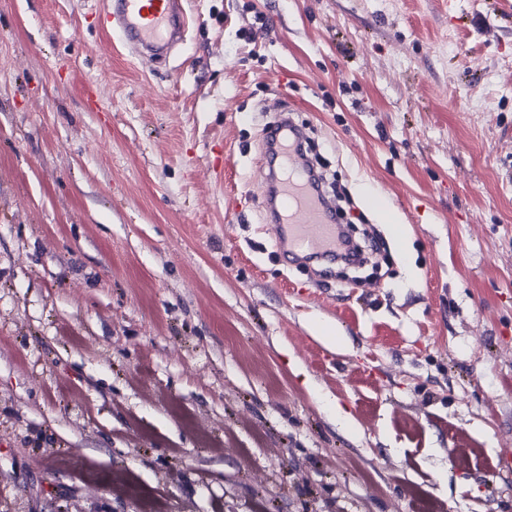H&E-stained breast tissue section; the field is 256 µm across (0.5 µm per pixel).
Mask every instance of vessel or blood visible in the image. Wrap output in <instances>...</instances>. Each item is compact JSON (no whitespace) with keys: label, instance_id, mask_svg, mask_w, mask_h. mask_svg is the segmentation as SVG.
I'll return each instance as SVG.
<instances>
[{"label":"vessel or blood","instance_id":"vessel-or-blood-1","mask_svg":"<svg viewBox=\"0 0 512 512\" xmlns=\"http://www.w3.org/2000/svg\"><path fill=\"white\" fill-rule=\"evenodd\" d=\"M112 17L119 22L118 36L155 55L165 54L187 25L183 0H116ZM291 132V127L281 124L270 139L279 171L267 181L266 198L277 249L298 261L335 252L336 226L327 205L309 189Z\"/></svg>","mask_w":512,"mask_h":512}]
</instances>
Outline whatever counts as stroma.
Returning <instances> with one entry per match:
<instances>
[{"label": "stroma", "instance_id": "1", "mask_svg": "<svg viewBox=\"0 0 512 512\" xmlns=\"http://www.w3.org/2000/svg\"><path fill=\"white\" fill-rule=\"evenodd\" d=\"M111 10L0 0V512H512V0ZM282 115L364 278L277 251ZM183 0H116L112 19L119 37L131 38L135 45L153 55H164L182 38L187 25Z\"/></svg>", "mask_w": 512, "mask_h": 512}]
</instances>
